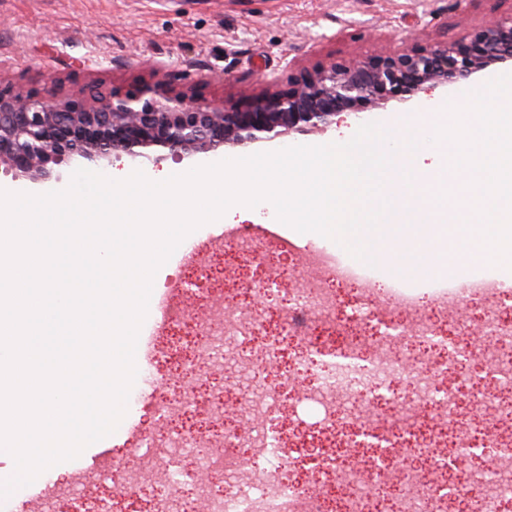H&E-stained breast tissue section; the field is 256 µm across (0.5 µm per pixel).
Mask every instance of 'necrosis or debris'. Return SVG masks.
Wrapping results in <instances>:
<instances>
[{
    "label": "necrosis or debris",
    "instance_id": "necrosis-or-debris-1",
    "mask_svg": "<svg viewBox=\"0 0 512 512\" xmlns=\"http://www.w3.org/2000/svg\"><path fill=\"white\" fill-rule=\"evenodd\" d=\"M312 263L298 287L280 292L277 280L255 278L226 285L210 261L192 266L181 296L202 312L172 317L161 338L157 362L175 365L162 411L179 426L165 436L130 441L137 459L125 484L162 473L166 490L153 496L148 512H503L512 500V396L486 394L492 411L477 416L495 435L500 451L492 471L426 470L436 451L470 455L464 440L427 427L423 408L455 420L459 387L436 392L435 378L457 374V358L441 352L448 332L464 334L467 320L448 321V303L479 309L488 345L481 353L495 377L512 383V286L496 278L462 273L445 286L413 288L396 281L379 286L375 275L342 260L333 250H310ZM264 297L269 309L247 310L246 298ZM281 320L270 330L269 315ZM298 352L295 364L316 371L317 380L292 399L301 411L297 426L315 437L340 434L335 458L312 461L307 449L289 447L279 427L287 372L274 384L233 392L213 370L223 367L229 342L243 340L245 367L277 364L284 339ZM205 381L206 397L195 384ZM374 398L378 411L358 409ZM223 424L220 449L202 452L201 436L212 422ZM384 436L387 446L359 449L358 436Z\"/></svg>",
    "mask_w": 512,
    "mask_h": 512
}]
</instances>
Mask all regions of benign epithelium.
Listing matches in <instances>:
<instances>
[{"mask_svg":"<svg viewBox=\"0 0 512 512\" xmlns=\"http://www.w3.org/2000/svg\"><path fill=\"white\" fill-rule=\"evenodd\" d=\"M512 61V16L467 33L459 42L412 46L374 62H329L296 78L288 91L260 97L255 112L199 104L184 92L151 86L135 96H94V104L50 95L0 91V159L33 181L51 177L48 164L74 155L88 161L150 158L148 149L207 153L249 146L292 130L322 129L350 108L397 97L408 101L427 85H446Z\"/></svg>","mask_w":512,"mask_h":512,"instance_id":"1","label":"benign epithelium"}]
</instances>
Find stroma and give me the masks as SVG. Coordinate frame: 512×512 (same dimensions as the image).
I'll return each instance as SVG.
<instances>
[{
	"label": "stroma",
	"mask_w": 512,
	"mask_h": 512,
	"mask_svg": "<svg viewBox=\"0 0 512 512\" xmlns=\"http://www.w3.org/2000/svg\"><path fill=\"white\" fill-rule=\"evenodd\" d=\"M512 15V0H0V91L43 97L48 92L90 100L92 92L119 97L152 86L184 91L202 103L239 112L264 94L287 89L296 68L331 61L367 60L418 44L455 42L468 32ZM296 68H289V61ZM512 64H494L470 78L419 93L385 108L347 110L319 131L291 132L247 147L192 156L156 149L155 160L122 157L91 162L75 156L54 166L49 180L34 183L0 162V186L42 194L67 187L79 168H111L177 174L210 164L294 145L349 140L360 125L380 123L401 113L457 100ZM484 334L472 322L466 334L449 335L462 351L469 376L459 393L460 416L472 417L477 396L493 383L483 359L469 356ZM160 406L147 401L130 409L123 427L100 440L113 467L132 469L125 428L147 429Z\"/></svg>",
	"instance_id": "obj_1"
}]
</instances>
